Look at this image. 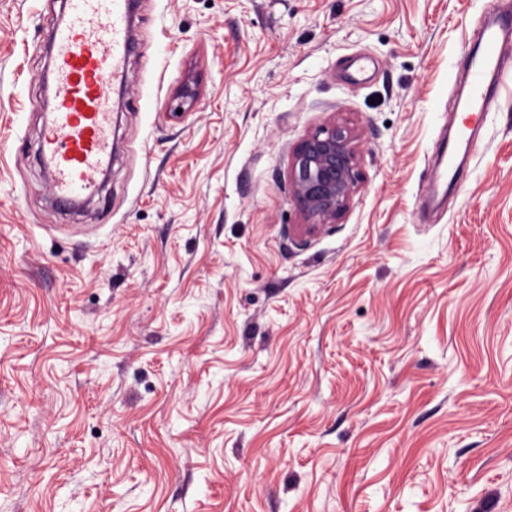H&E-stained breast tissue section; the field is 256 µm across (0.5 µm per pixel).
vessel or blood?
Listing matches in <instances>:
<instances>
[{
    "label": "vessel or blood",
    "instance_id": "obj_1",
    "mask_svg": "<svg viewBox=\"0 0 512 512\" xmlns=\"http://www.w3.org/2000/svg\"><path fill=\"white\" fill-rule=\"evenodd\" d=\"M511 29L512 16L502 14L475 32L467 111L482 112L500 36ZM134 51L129 0H66V15L51 36L53 110L39 142L51 192L61 203L78 202L98 187L112 152L114 87L124 81Z\"/></svg>",
    "mask_w": 512,
    "mask_h": 512
}]
</instances>
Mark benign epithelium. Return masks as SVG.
I'll use <instances>...</instances> for the list:
<instances>
[{"instance_id":"obj_1","label":"benign epithelium","mask_w":512,"mask_h":512,"mask_svg":"<svg viewBox=\"0 0 512 512\" xmlns=\"http://www.w3.org/2000/svg\"><path fill=\"white\" fill-rule=\"evenodd\" d=\"M358 135L346 121H330L295 147L289 182L308 233L334 224L360 183Z\"/></svg>"}]
</instances>
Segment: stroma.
Here are the masks:
<instances>
[{
  "instance_id": "obj_1",
  "label": "stroma",
  "mask_w": 512,
  "mask_h": 512,
  "mask_svg": "<svg viewBox=\"0 0 512 512\" xmlns=\"http://www.w3.org/2000/svg\"><path fill=\"white\" fill-rule=\"evenodd\" d=\"M63 8L0 0V512H512V81L420 209L512 0H137L80 211L37 155ZM334 119L362 180L309 234ZM358 135L347 121H330L295 147L289 182L307 233L336 223L360 183ZM460 175V167L456 166L455 160L452 156H448L447 147H445L440 167L434 178V188L435 192H439L442 190L443 186L446 184V189L443 192L446 195L448 188V178L450 182L457 181Z\"/></svg>"
}]
</instances>
